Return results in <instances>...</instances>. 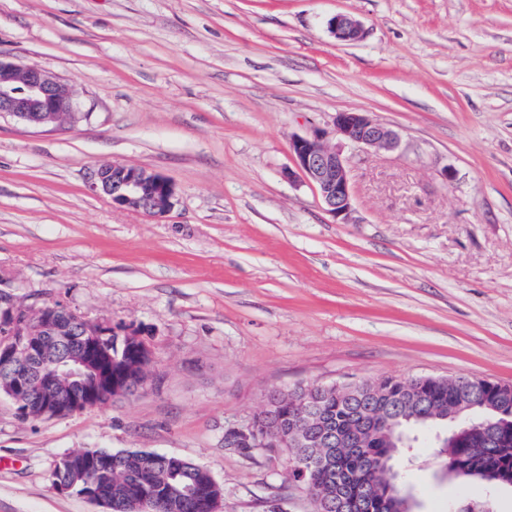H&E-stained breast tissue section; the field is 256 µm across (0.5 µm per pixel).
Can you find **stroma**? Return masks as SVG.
Masks as SVG:
<instances>
[{
    "label": "stroma",
    "instance_id": "1",
    "mask_svg": "<svg viewBox=\"0 0 512 512\" xmlns=\"http://www.w3.org/2000/svg\"><path fill=\"white\" fill-rule=\"evenodd\" d=\"M345 13L364 37L336 40ZM0 51L62 78L80 119L0 117V290L61 301L153 352L143 391L48 420L0 398V512H102L51 482L75 448L205 465L219 512H313L283 455L224 445L274 389L469 376L512 385V0H0ZM368 112L335 222L294 136ZM169 179L154 217L91 191ZM451 179H444L443 170ZM415 512L458 497L432 443ZM90 187L130 210L160 216L173 205L174 189L166 178L145 168L107 164L92 175Z\"/></svg>",
    "mask_w": 512,
    "mask_h": 512
}]
</instances>
